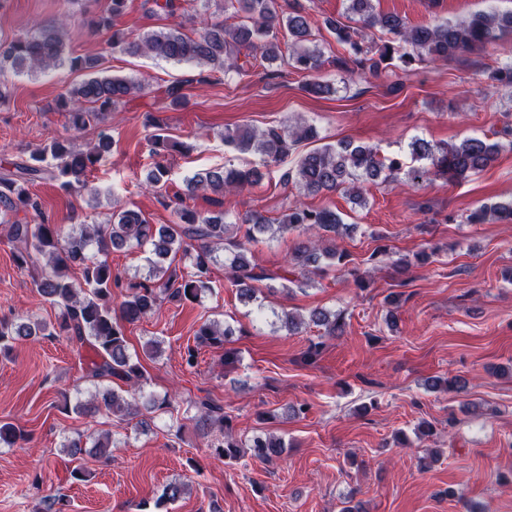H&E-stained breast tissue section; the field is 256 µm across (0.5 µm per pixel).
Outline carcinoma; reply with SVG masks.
<instances>
[{
  "label": "carcinoma",
  "mask_w": 512,
  "mask_h": 512,
  "mask_svg": "<svg viewBox=\"0 0 512 512\" xmlns=\"http://www.w3.org/2000/svg\"><path fill=\"white\" fill-rule=\"evenodd\" d=\"M349 19L355 25L325 21L336 34V41L348 47V56L334 59L337 68L353 76L377 77L393 69L407 70L417 63L448 61L466 52L481 50L512 32V11L480 12L466 19L450 22L437 21L415 27L393 14L374 10L372 0H347ZM127 0H108L103 14L95 21L98 31L110 33L112 48L130 55L150 54L156 58L197 66L210 70L242 72L257 61L283 60L289 68L309 77L308 92L316 95L331 91L330 85L318 80L317 75L327 63L323 52L309 47L314 22L305 8L299 6L287 15L279 11L277 0H224L223 11L234 9L233 16L244 14V19L233 25L219 20L205 25L195 37L183 34L177 28L146 33L137 38L115 28L114 20L125 13ZM288 30L290 43L288 57H283L277 43V32ZM378 28L387 40L380 46L365 43L359 29ZM21 73H38L66 69L82 72L84 78L65 88L56 100L57 110L65 113L68 124L81 130L104 120L124 100L146 90L140 81L112 77L102 66L97 55L72 56L66 52L63 26L55 23H37L30 30L0 43V73L5 65ZM492 87L506 89L512 94V58L496 62L490 68ZM154 133L149 138L151 152L158 158L147 183L161 187L168 175L164 164L169 152L177 148L164 132L161 123L152 122ZM318 137L315 127L302 122L257 130L237 126L224 129V144L241 151H256L272 162L280 161L298 143ZM112 144L106 132L99 135L97 145L82 150L67 139H54L31 161L17 163L14 170L0 173V232L13 244V259L18 268L29 272L32 285L45 301L60 309L57 321L47 322L30 316L14 320H0V354L9 355L13 344L21 340H38L66 336L80 345L92 346L98 360L92 362L87 377L99 381H119L127 386L125 395L104 389L96 397L77 402L73 410L79 415H94L105 410L121 420L149 414L172 407L169 396L162 400L150 398L139 401L144 384L140 356L149 359L160 352V342L149 340L142 354L129 351L124 324H134L151 316L164 300L194 302L209 290L208 273L216 254L224 253L229 261L238 296L245 303L257 300L258 284L274 287L276 281L288 280V270L270 271L253 264L248 258L249 245L266 235L288 230L311 234L309 243L298 249L290 259L291 268L305 269L307 282L322 270V266L348 269L349 254L334 247L321 246V238L343 234L350 227L343 224L333 209H311L299 202L272 222L258 212L244 216L239 224L224 223V211L204 215L190 204L199 191L215 195L213 203L224 204V193L241 190L258 183L262 172L256 167H220L198 172L191 177L185 191L176 193L163 205L172 209L175 220L171 224H151L141 212L134 209H115L104 224H88L81 220L69 232L50 221L42 212L41 203L30 191L37 181L50 174L60 180L65 190L89 187L95 164ZM501 145L487 138H467L457 144L434 145L415 138L410 143L411 155L421 166L402 170V164L386 160L370 147L340 142L315 148L300 157L293 168L281 175L284 184L295 183L305 195L341 191L354 198H362V183L379 177L396 180L399 175L411 185H420L436 179L458 181L471 172L490 164ZM21 212L31 213L36 222L12 219ZM512 221V199L483 204L467 215V223L482 224L487 217ZM149 245L157 256L147 276L140 281H124L112 270L107 256L113 248ZM181 255L189 261L190 271L177 270L164 264L169 255ZM81 268V281H75L71 269ZM350 270V269H348ZM358 287H366L364 278L350 270ZM121 296L119 307L113 299ZM309 321L325 330L327 336L343 333L345 322L341 315L325 309L311 311ZM233 335L230 326H221L208 320L195 332L199 345L224 347ZM195 418L219 428L222 435L209 444L215 452L232 463L240 458V449L250 448L252 455L266 462L279 458L285 442L274 435H262L245 443L233 438L229 419L208 402L192 405ZM28 440V435L9 422L0 421V443L10 446ZM111 435L99 436L92 446H86L82 435L63 445L62 451L79 461L89 455L107 460L112 456Z\"/></svg>",
  "instance_id": "cac0c4a2"
}]
</instances>
